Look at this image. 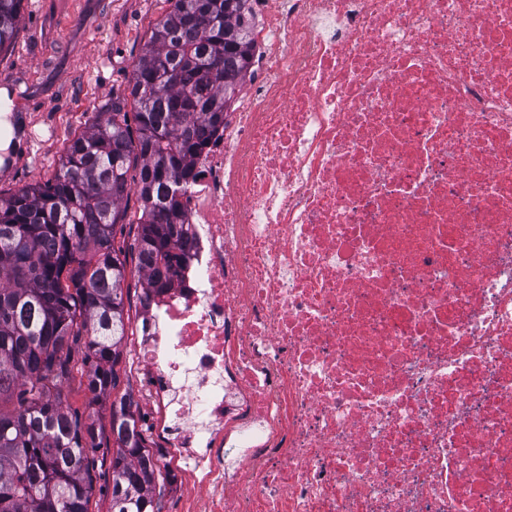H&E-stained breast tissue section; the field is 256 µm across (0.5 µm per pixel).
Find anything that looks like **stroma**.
<instances>
[{"label": "stroma", "mask_w": 512, "mask_h": 512, "mask_svg": "<svg viewBox=\"0 0 512 512\" xmlns=\"http://www.w3.org/2000/svg\"><path fill=\"white\" fill-rule=\"evenodd\" d=\"M167 0H23L10 48L0 53V89L13 93L12 117L29 135L7 171L0 195L51 179L69 140L86 130L113 98L126 97L131 68ZM68 403L96 413L103 433L92 461L89 512H108L112 492L111 402L92 401L72 381Z\"/></svg>", "instance_id": "obj_1"}]
</instances>
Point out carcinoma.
<instances>
[{
  "label": "carcinoma",
  "instance_id": "carcinoma-1",
  "mask_svg": "<svg viewBox=\"0 0 512 512\" xmlns=\"http://www.w3.org/2000/svg\"><path fill=\"white\" fill-rule=\"evenodd\" d=\"M23 0H0V53ZM248 0H175L152 27L125 99L66 147L53 177L0 196V512H89L97 420L66 404L72 352L83 345L92 400L118 387L126 336L127 258L164 288L183 259L184 220L172 190L205 134L224 124L252 50ZM138 175L128 183L131 163ZM136 189L140 216L121 208ZM130 225V232L117 225ZM110 415L109 512H161L170 479L124 393Z\"/></svg>",
  "mask_w": 512,
  "mask_h": 512
}]
</instances>
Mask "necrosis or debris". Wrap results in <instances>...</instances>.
<instances>
[{"label": "necrosis or debris", "mask_w": 512, "mask_h": 512, "mask_svg": "<svg viewBox=\"0 0 512 512\" xmlns=\"http://www.w3.org/2000/svg\"><path fill=\"white\" fill-rule=\"evenodd\" d=\"M135 324L185 512H512V0H250Z\"/></svg>", "instance_id": "obj_1"}]
</instances>
